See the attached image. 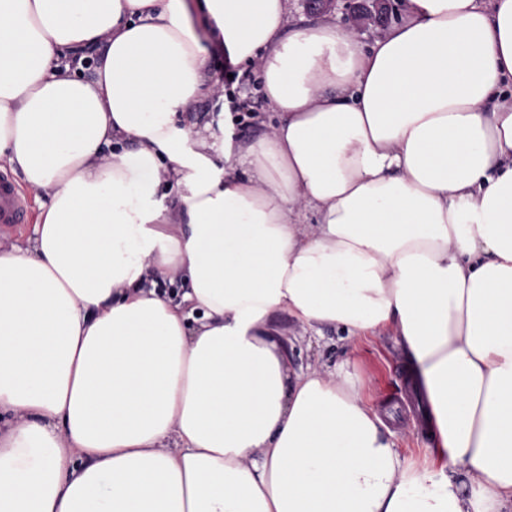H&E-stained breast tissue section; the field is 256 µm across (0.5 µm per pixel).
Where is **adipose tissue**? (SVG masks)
<instances>
[{"label":"adipose tissue","instance_id":"ef3b65f1","mask_svg":"<svg viewBox=\"0 0 512 512\" xmlns=\"http://www.w3.org/2000/svg\"><path fill=\"white\" fill-rule=\"evenodd\" d=\"M191 6L0 0V160L41 200L0 243V512H512V0H405L368 48L198 0L278 115L248 139L191 113ZM279 313L397 337L430 467Z\"/></svg>","mask_w":512,"mask_h":512}]
</instances>
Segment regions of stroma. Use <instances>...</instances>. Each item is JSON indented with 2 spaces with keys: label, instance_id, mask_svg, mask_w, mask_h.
Segmentation results:
<instances>
[{
  "label": "stroma",
  "instance_id": "35a3bbf8",
  "mask_svg": "<svg viewBox=\"0 0 512 512\" xmlns=\"http://www.w3.org/2000/svg\"><path fill=\"white\" fill-rule=\"evenodd\" d=\"M208 64L211 75L222 83L220 96L198 104L199 112L218 117L224 103H248L249 110L239 113L235 133L250 137L266 131L276 122L263 94L260 72L254 67H238V80L223 83L217 49H209ZM277 323L288 346L290 365L298 371L313 368L320 371L334 369L349 362L350 369L359 380L362 395L376 408L389 429L395 434L398 447L409 471L422 470L428 464L426 449L429 445L427 428L421 420L409 413L390 412L386 400L397 394L413 397L414 391L405 374V361L400 346L393 336L381 334L360 341L347 339L344 331L324 329L322 335L304 331L288 317L280 315Z\"/></svg>",
  "mask_w": 512,
  "mask_h": 512
}]
</instances>
